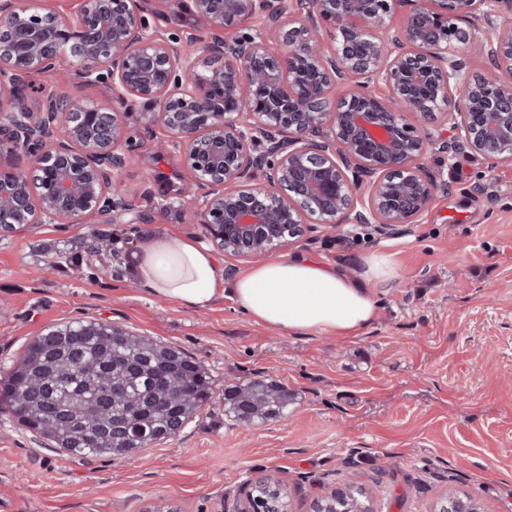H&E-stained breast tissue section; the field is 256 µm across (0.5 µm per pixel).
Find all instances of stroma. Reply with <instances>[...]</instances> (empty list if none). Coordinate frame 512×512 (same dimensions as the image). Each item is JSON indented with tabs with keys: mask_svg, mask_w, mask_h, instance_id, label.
<instances>
[{
	"mask_svg": "<svg viewBox=\"0 0 512 512\" xmlns=\"http://www.w3.org/2000/svg\"><path fill=\"white\" fill-rule=\"evenodd\" d=\"M151 32L212 40L192 0H138ZM71 62L42 85L112 104L109 82L86 83ZM136 157L120 179L145 219L112 225L114 253L76 268L42 269L48 245L80 249L85 224H37L0 235V375L51 326L111 322L174 345L214 379V394L175 437L140 454L65 460L0 408V512H238L247 482L271 476L289 512H311L344 473H355L374 512H432L468 494L481 512H512V165L429 151L440 183L417 223L395 234L374 224L316 229L272 260L301 256L362 272L367 255L392 257L395 275L374 290L377 314L349 337L296 334L254 322L231 299L195 311L154 295L130 256L153 235L207 244L181 195L191 172L162 149L160 127L137 107L125 118ZM288 387L287 417L245 427L224 414L225 387L254 378Z\"/></svg>",
	"mask_w": 512,
	"mask_h": 512,
	"instance_id": "stroma-1",
	"label": "stroma"
}]
</instances>
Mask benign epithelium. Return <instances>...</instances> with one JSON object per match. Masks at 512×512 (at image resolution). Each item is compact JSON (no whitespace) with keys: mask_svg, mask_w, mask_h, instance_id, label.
Segmentation results:
<instances>
[{"mask_svg":"<svg viewBox=\"0 0 512 512\" xmlns=\"http://www.w3.org/2000/svg\"><path fill=\"white\" fill-rule=\"evenodd\" d=\"M394 2L193 0L224 34L253 24L200 57L148 33L136 0H82L74 22L0 0V156L29 161L0 166V233L140 222L114 180L129 162L124 113L71 95L40 112L21 101L24 78L71 59L152 112L191 171L182 195L228 254L266 255L308 224L415 223L437 190L420 163L428 149L512 165V0H409L397 27ZM323 20L336 26L326 52ZM471 44L490 74L469 77L450 50ZM456 91L446 132L406 119L443 111Z\"/></svg>","mask_w":512,"mask_h":512,"instance_id":"obj_1","label":"benign epithelium"}]
</instances>
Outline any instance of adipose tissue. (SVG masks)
I'll return each mask as SVG.
<instances>
[{"label": "adipose tissue", "instance_id": "obj_1", "mask_svg": "<svg viewBox=\"0 0 512 512\" xmlns=\"http://www.w3.org/2000/svg\"><path fill=\"white\" fill-rule=\"evenodd\" d=\"M130 267L153 293L187 308L205 310L227 295L255 322L328 336H354L369 326L376 315L373 290L394 276L385 253L369 255L355 278L303 257L230 274L209 248L162 236L134 251Z\"/></svg>", "mask_w": 512, "mask_h": 512}]
</instances>
